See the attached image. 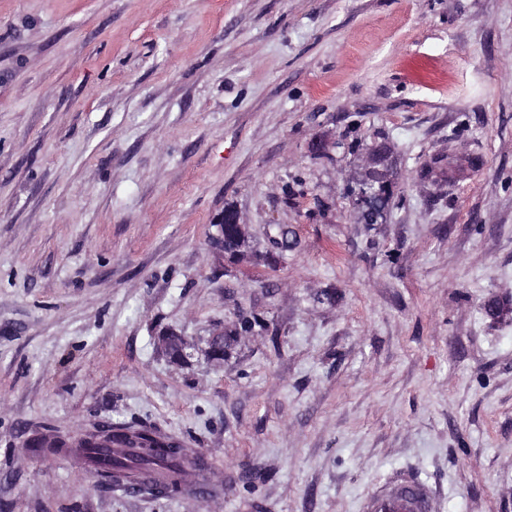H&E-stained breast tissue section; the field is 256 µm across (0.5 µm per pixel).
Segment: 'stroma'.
<instances>
[{
	"mask_svg": "<svg viewBox=\"0 0 512 512\" xmlns=\"http://www.w3.org/2000/svg\"><path fill=\"white\" fill-rule=\"evenodd\" d=\"M104 422L223 495L114 492ZM396 474L512 512V0H0V512H358ZM358 195L362 207H365L373 212L383 210L389 200L386 192L374 190L372 188V182L369 178L364 179L359 183Z\"/></svg>",
	"mask_w": 512,
	"mask_h": 512,
	"instance_id": "35a3bbf8",
	"label": "stroma"
}]
</instances>
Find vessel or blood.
<instances>
[{"instance_id":"vessel-or-blood-1","label":"vessel or blood","mask_w":512,"mask_h":512,"mask_svg":"<svg viewBox=\"0 0 512 512\" xmlns=\"http://www.w3.org/2000/svg\"><path fill=\"white\" fill-rule=\"evenodd\" d=\"M435 490L417 477H396L376 486L365 497L362 512H436Z\"/></svg>"}]
</instances>
